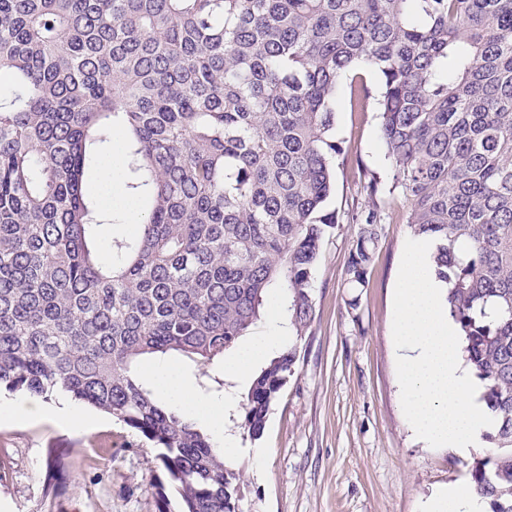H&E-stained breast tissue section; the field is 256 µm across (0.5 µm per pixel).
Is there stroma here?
<instances>
[{
    "label": "stroma",
    "mask_w": 512,
    "mask_h": 512,
    "mask_svg": "<svg viewBox=\"0 0 512 512\" xmlns=\"http://www.w3.org/2000/svg\"><path fill=\"white\" fill-rule=\"evenodd\" d=\"M370 87L366 109H352L348 83L334 99L336 137L347 163L337 171L326 203L336 224L325 234L315 273V319L297 344L294 373L251 440L231 410L226 430L245 452L236 463L245 495L241 512H419L442 486L468 483L481 448L461 453L432 448L413 433L400 401L391 323L393 292L404 243L414 233L407 203L392 191L375 99L374 70L358 66ZM377 178V194L366 184ZM378 209L382 231L365 285L346 269L356 216ZM183 371L207 397L225 392L244 399L249 380L225 378L220 363ZM265 449L261 469L249 450ZM0 512H156L160 472L153 448L108 414L97 426L52 417L0 420Z\"/></svg>",
    "instance_id": "obj_1"
}]
</instances>
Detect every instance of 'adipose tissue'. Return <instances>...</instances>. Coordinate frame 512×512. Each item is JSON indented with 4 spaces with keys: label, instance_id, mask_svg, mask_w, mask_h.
<instances>
[{
    "label": "adipose tissue",
    "instance_id": "adipose-tissue-1",
    "mask_svg": "<svg viewBox=\"0 0 512 512\" xmlns=\"http://www.w3.org/2000/svg\"><path fill=\"white\" fill-rule=\"evenodd\" d=\"M286 340L280 326H272L264 335L224 357V376L228 379L250 374L263 362L270 351ZM149 379L156 396L164 403L203 424L215 441L217 452L225 464H233L241 453L240 447L225 434L224 417L228 400L200 396L183 374L180 366L172 361H158L149 369Z\"/></svg>",
    "mask_w": 512,
    "mask_h": 512
}]
</instances>
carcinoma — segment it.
<instances>
[{
    "instance_id": "cac0c4a2",
    "label": "carcinoma",
    "mask_w": 512,
    "mask_h": 512,
    "mask_svg": "<svg viewBox=\"0 0 512 512\" xmlns=\"http://www.w3.org/2000/svg\"><path fill=\"white\" fill-rule=\"evenodd\" d=\"M361 63L496 419L472 488L512 512V0H0V389L64 392L158 449L157 512H240L244 484L139 365L224 359L280 286L295 343L242 404L263 433L314 320L333 102ZM117 123L144 209L105 264L84 182ZM356 223L360 285L381 219Z\"/></svg>"
}]
</instances>
